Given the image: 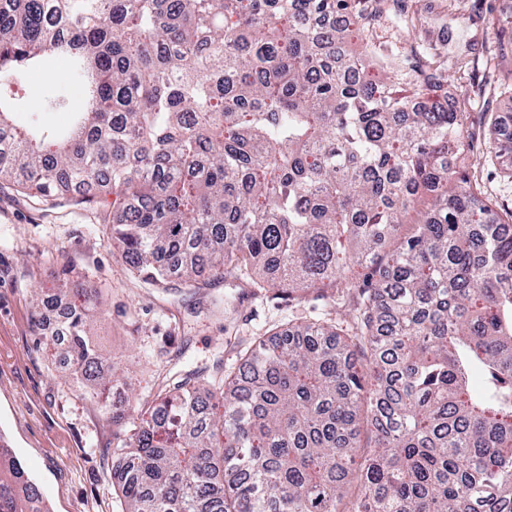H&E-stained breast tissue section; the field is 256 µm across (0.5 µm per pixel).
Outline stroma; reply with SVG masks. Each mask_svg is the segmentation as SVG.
I'll return each instance as SVG.
<instances>
[{"mask_svg":"<svg viewBox=\"0 0 512 512\" xmlns=\"http://www.w3.org/2000/svg\"><path fill=\"white\" fill-rule=\"evenodd\" d=\"M380 53L409 63L444 60L448 96L469 115V146L457 158L497 209L512 208V171L490 145L512 133V0H384L365 30ZM68 66L32 73L26 102L73 95ZM101 207L39 202L0 183V430L52 512H120L112 450L124 423L61 378L62 363L36 332L37 299L60 283L97 289L104 301L90 334L119 365L114 405L151 401L154 383L222 358L289 324L330 315L354 324L360 289L305 293L194 287L176 279L156 288L133 274L107 240Z\"/></svg>","mask_w":512,"mask_h":512,"instance_id":"1","label":"stroma"}]
</instances>
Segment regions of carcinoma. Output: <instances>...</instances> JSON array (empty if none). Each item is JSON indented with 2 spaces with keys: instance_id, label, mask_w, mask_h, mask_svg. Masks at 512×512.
<instances>
[{
  "instance_id": "obj_1",
  "label": "carcinoma",
  "mask_w": 512,
  "mask_h": 512,
  "mask_svg": "<svg viewBox=\"0 0 512 512\" xmlns=\"http://www.w3.org/2000/svg\"><path fill=\"white\" fill-rule=\"evenodd\" d=\"M373 2L0 0V180L86 191L156 287L353 288L368 270L354 325L162 381L112 449L122 512H339L354 480V512H512V211L452 165L468 116L439 105L442 74L368 71ZM53 57L76 98L22 129L19 91ZM52 109L68 129L41 121ZM99 305L71 302L56 332L87 397L118 381L89 336ZM366 391L376 450L357 463ZM0 512H43L13 455Z\"/></svg>"
}]
</instances>
